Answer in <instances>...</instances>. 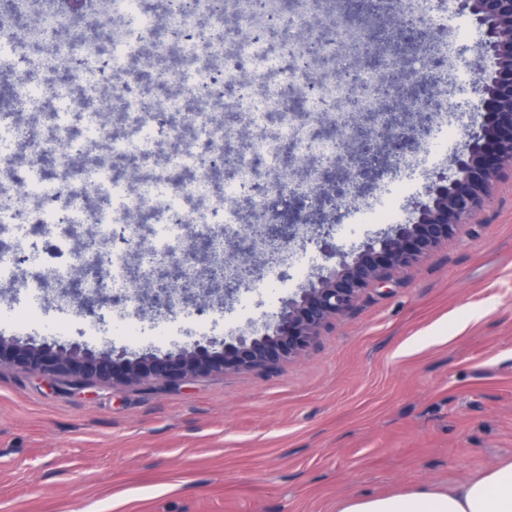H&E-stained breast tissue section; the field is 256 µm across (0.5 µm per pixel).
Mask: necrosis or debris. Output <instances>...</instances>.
I'll list each match as a JSON object with an SVG mask.
<instances>
[{"label": "necrosis or debris", "instance_id": "obj_1", "mask_svg": "<svg viewBox=\"0 0 512 512\" xmlns=\"http://www.w3.org/2000/svg\"><path fill=\"white\" fill-rule=\"evenodd\" d=\"M29 0H5V11L14 21L0 29V62L7 63L11 82L0 85V278L15 277L26 261L28 240L21 228L56 231L57 254L70 253V237L62 225H95L99 240L112 236V227L126 223L131 212L142 213L148 223L159 225L156 247L171 252L184 225H195L202 238L220 239L244 217L231 210L227 195L236 193L254 171L279 166L289 145L314 152L332 161L336 142L320 138L314 118L323 100L343 96L341 84L329 82L322 99H306L292 119L278 120L280 90L287 82L301 80L296 69L297 49L256 36L240 45H215L204 39L182 44L183 59L172 74L157 75L156 86L176 80L179 93L164 98L160 108L147 110L139 103L142 76L134 67L144 51L168 54L171 46L157 40L159 31L173 25L193 31L224 26V14L211 0H199L195 12L158 16L149 0H110L112 40L93 41L73 49L62 34L70 12L59 0H49L43 26L31 31L22 21ZM253 67L255 93L226 103L227 120L254 128V136L239 148L235 170L225 176L220 193H212V178L197 172L199 155L224 145V127L208 113H201L192 129L178 121L183 105L193 104L202 85L215 74L232 80L239 59ZM111 103L121 113L122 130L99 124L96 108ZM72 140L71 155L55 153L54 142ZM109 150L108 160L86 166L84 179L92 192L65 193L57 172L71 170L76 158ZM133 161L147 173L143 184L132 185L119 175L116 165Z\"/></svg>", "mask_w": 512, "mask_h": 512}]
</instances>
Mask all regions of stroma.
I'll return each instance as SVG.
<instances>
[{"mask_svg": "<svg viewBox=\"0 0 512 512\" xmlns=\"http://www.w3.org/2000/svg\"><path fill=\"white\" fill-rule=\"evenodd\" d=\"M464 61L489 73L481 29L449 14ZM421 130L418 166L372 171L357 198L314 211L345 225L328 249L291 244L295 264L256 272L248 289L213 296L205 314H169L172 337L155 343L158 318L112 288L100 315L37 310L38 327L0 336L46 338L66 320L62 344L100 352L163 354L229 330L263 327L288 298L384 231L366 214L396 196L403 212L451 159L426 155L443 139L435 119ZM142 333L129 346L119 318ZM512 456V169L481 209L447 241L363 290L300 355L267 369H238L161 384H50L0 366V512H337L340 502L421 487L446 490Z\"/></svg>", "mask_w": 512, "mask_h": 512, "instance_id": "35a3bbf8", "label": "stroma"}]
</instances>
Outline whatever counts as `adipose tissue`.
<instances>
[{
	"mask_svg": "<svg viewBox=\"0 0 512 512\" xmlns=\"http://www.w3.org/2000/svg\"><path fill=\"white\" fill-rule=\"evenodd\" d=\"M338 512H512V458L454 488L351 498Z\"/></svg>",
	"mask_w": 512,
	"mask_h": 512,
	"instance_id": "obj_1",
	"label": "adipose tissue"
}]
</instances>
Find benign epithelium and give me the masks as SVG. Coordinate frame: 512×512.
<instances>
[{"label":"benign epithelium","mask_w":512,"mask_h":512,"mask_svg":"<svg viewBox=\"0 0 512 512\" xmlns=\"http://www.w3.org/2000/svg\"><path fill=\"white\" fill-rule=\"evenodd\" d=\"M249 4L248 31L287 34L292 29V17L278 18L268 13L265 0H249ZM456 7L483 30L482 48L492 59L493 69L489 76H479L474 81V109L481 117L479 129L469 134L465 148L455 155L452 175L435 174V180L426 189V199L414 203L412 218L391 226L354 254L342 257L336 267L301 289L297 297L288 299L277 321L262 333L243 332L219 343L197 341L175 352L149 353L132 359L123 350L111 348L96 353L77 342L64 345L0 337V363H17L43 375L129 384L175 383L189 376L227 369L265 367L303 351L326 322L346 312L359 292L381 281L386 270L405 267L447 240L482 205L503 167L512 166V0H456ZM331 29L343 34L337 44L339 53L375 60L379 70L375 82L363 83L359 72L340 67V58L325 55V47L331 43ZM412 31L422 43L415 62L422 75L432 76L438 68L439 56L431 36L419 29L417 18L408 13L404 0H384L378 29H368L350 9L341 7L325 24H304L292 35L291 41L300 47L299 68L307 76V80L287 87L293 97L311 94L327 80L328 75L319 72V66L327 62L336 67V79L347 88L343 96L347 106L331 102L323 113L325 123L336 130L340 143L334 170L341 174V184H335L329 171L317 172L318 161L314 156L297 151L292 152L289 162L280 170L253 175L242 186V196L251 197L263 183L268 190L290 192L298 198L299 204L286 223H281V214L273 211L262 229L257 230L251 224L252 212L248 211V236L226 238L224 245L214 248H193L197 235L187 231L192 244L188 259L162 255L149 270L138 266L133 269L132 283L142 308L165 315L192 302L197 311L207 310L212 294L221 290L227 295L236 293L248 286L256 269L282 265L283 254L291 243L325 242L330 225L315 223L306 212L305 201L313 200L320 209L340 208L353 196L360 179L373 169L371 158L379 154L393 158L387 171L396 172L404 167V157L418 147L417 130L400 129L394 147L383 133L398 124V115L416 112L425 117L436 104L430 102L427 108H422V87L411 82L402 59L381 51V44L387 40L399 46ZM368 95L376 98L380 111L365 108ZM200 164L213 171L232 168L235 157L223 150H209L201 154ZM310 171L319 173L313 194L300 189L295 182L297 175ZM103 245L93 237L83 242V250L90 258L76 260L71 287L61 290L68 302L88 313L94 312V302L89 300L90 294L83 285L91 279L100 280L101 266L108 257ZM199 262L222 275L203 284L194 269Z\"/></svg>","instance_id":"obj_1"}]
</instances>
